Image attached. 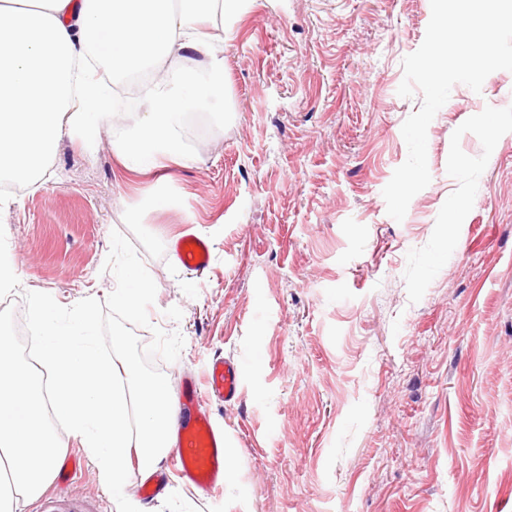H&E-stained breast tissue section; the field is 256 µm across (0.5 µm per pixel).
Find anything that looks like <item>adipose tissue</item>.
Returning a JSON list of instances; mask_svg holds the SVG:
<instances>
[{
	"instance_id": "adipose-tissue-1",
	"label": "adipose tissue",
	"mask_w": 512,
	"mask_h": 512,
	"mask_svg": "<svg viewBox=\"0 0 512 512\" xmlns=\"http://www.w3.org/2000/svg\"><path fill=\"white\" fill-rule=\"evenodd\" d=\"M246 0H0V184H46L63 133L112 151L132 173L191 159L188 113L224 97V21ZM112 79L146 73L116 125ZM33 372L0 344V512H22L50 480L57 456Z\"/></svg>"
}]
</instances>
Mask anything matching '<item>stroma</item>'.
I'll use <instances>...</instances> for the list:
<instances>
[{
  "label": "stroma",
  "mask_w": 512,
  "mask_h": 512,
  "mask_svg": "<svg viewBox=\"0 0 512 512\" xmlns=\"http://www.w3.org/2000/svg\"><path fill=\"white\" fill-rule=\"evenodd\" d=\"M430 16L429 0H249L223 101L185 119L192 163L135 175L111 129L91 151L66 133L46 188L0 209L16 324L26 291L105 300L116 230L157 286L140 342L155 325L185 339L169 383L217 356L242 367L240 401L212 406L233 479L129 486L139 512H512V72L452 88L402 221L382 196ZM190 225L212 246L201 273L170 255ZM60 456L75 475L24 512H118L81 437L61 432Z\"/></svg>",
  "instance_id": "obj_1"
}]
</instances>
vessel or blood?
<instances>
[{
	"label": "vessel or blood",
	"mask_w": 512,
	"mask_h": 512,
	"mask_svg": "<svg viewBox=\"0 0 512 512\" xmlns=\"http://www.w3.org/2000/svg\"><path fill=\"white\" fill-rule=\"evenodd\" d=\"M173 250L184 268L202 271L210 265L211 248L203 236H181ZM240 376L238 364L217 357L207 366L206 381H199L193 374L180 377L179 409L172 433L176 471L157 475V490H164L174 474L187 487L205 495L223 486L228 450L223 430L212 421L210 404L235 402L241 392Z\"/></svg>",
	"instance_id": "1"
}]
</instances>
